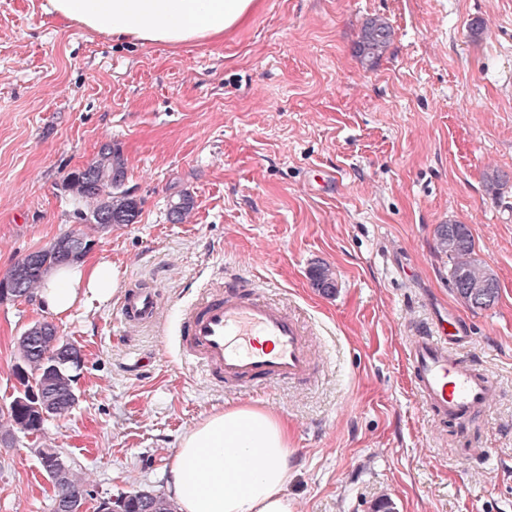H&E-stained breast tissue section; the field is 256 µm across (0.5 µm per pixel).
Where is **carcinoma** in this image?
Listing matches in <instances>:
<instances>
[{
  "label": "carcinoma",
  "instance_id": "carcinoma-1",
  "mask_svg": "<svg viewBox=\"0 0 512 512\" xmlns=\"http://www.w3.org/2000/svg\"><path fill=\"white\" fill-rule=\"evenodd\" d=\"M392 32L380 19L368 21L361 29L357 42L361 59L374 62L387 50ZM126 162L120 147L104 144L96 156L82 169L70 173L64 187L83 203L75 210V217L89 225V231H70L58 240L75 246L73 260L87 254L85 248L94 246V235H107L122 224H134L140 216L139 203L124 189ZM193 209V198L180 193L170 201L168 216L173 223H181ZM437 247L448 257L449 281L459 297L473 309H486L499 297V282L495 273L477 256L469 225L458 222L440 224L436 229ZM45 270L61 265L62 254L55 250V243L38 249ZM43 276L26 275L19 263H14L0 282H15L18 288L14 297L30 298ZM312 285L325 295L336 291V275L326 266L316 267L311 274ZM18 363L25 376L20 380L17 395L4 409H0L1 441H11L14 433L42 434L46 424L54 417L68 413L77 401L74 384L76 371L82 366V350L74 342L60 336L49 322L29 326L17 341ZM58 488L54 512H63L61 505L71 508L85 501L84 491L70 464L46 471ZM127 512H178L169 497L145 489L126 495Z\"/></svg>",
  "mask_w": 512,
  "mask_h": 512
}]
</instances>
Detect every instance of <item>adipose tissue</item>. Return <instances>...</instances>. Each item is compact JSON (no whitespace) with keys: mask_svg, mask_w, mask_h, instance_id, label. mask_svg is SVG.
I'll return each instance as SVG.
<instances>
[{"mask_svg":"<svg viewBox=\"0 0 512 512\" xmlns=\"http://www.w3.org/2000/svg\"><path fill=\"white\" fill-rule=\"evenodd\" d=\"M55 17L120 42L183 47L222 38L258 0H48ZM121 272L106 260L52 270L38 293L57 318L107 303ZM288 421L269 408L230 403L182 435L167 488L179 512H295L287 490Z\"/></svg>","mask_w":512,"mask_h":512,"instance_id":"1","label":"adipose tissue"}]
</instances>
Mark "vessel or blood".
Here are the masks:
<instances>
[{
  "instance_id": "1",
  "label": "vessel or blood",
  "mask_w": 512,
  "mask_h": 512,
  "mask_svg": "<svg viewBox=\"0 0 512 512\" xmlns=\"http://www.w3.org/2000/svg\"><path fill=\"white\" fill-rule=\"evenodd\" d=\"M159 308L155 289L139 288L125 292L117 313L124 328L136 329L153 325ZM462 342L457 322L442 319L418 330L407 348L414 391L442 425L472 421L500 389L492 371L461 355ZM178 345L210 379L237 391L305 384L313 376L304 322L258 284L232 275L204 289L184 310Z\"/></svg>"
}]
</instances>
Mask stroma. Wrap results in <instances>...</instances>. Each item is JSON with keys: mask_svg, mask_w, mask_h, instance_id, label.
Listing matches in <instances>:
<instances>
[{"mask_svg": "<svg viewBox=\"0 0 512 512\" xmlns=\"http://www.w3.org/2000/svg\"><path fill=\"white\" fill-rule=\"evenodd\" d=\"M45 4L0 0V274L77 227L64 180L115 143L141 214L88 257L156 289L161 311L140 330L112 301L57 322L83 351L78 401L0 443V512H53L40 448L79 473L89 512L163 491L179 437L228 402L287 417L297 512H512V0H260L223 40L178 49L113 43ZM371 18L393 36L369 66ZM182 191L194 208L174 224ZM454 221L499 277L490 308L449 282L435 230ZM319 264L333 295L312 286ZM228 271L304 320L312 385L237 393L185 361L179 311ZM445 316L501 382L464 429L432 420L406 360ZM48 318L33 298L0 303V408L18 337Z\"/></svg>", "mask_w": 512, "mask_h": 512, "instance_id": "stroma-1", "label": "stroma"}]
</instances>
